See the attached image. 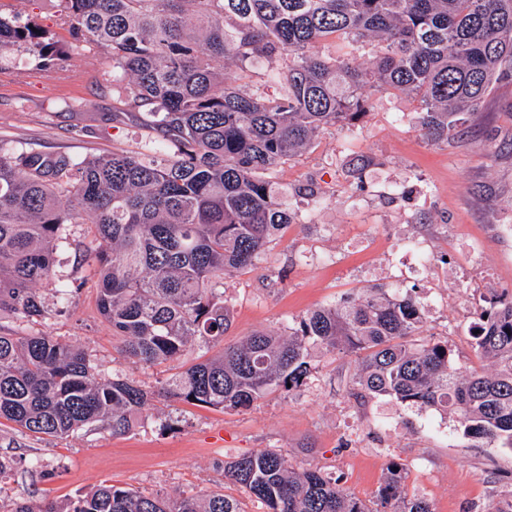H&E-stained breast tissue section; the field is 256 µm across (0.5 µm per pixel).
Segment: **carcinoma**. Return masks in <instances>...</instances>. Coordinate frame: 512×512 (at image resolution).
<instances>
[{
    "label": "carcinoma",
    "instance_id": "cac0c4a2",
    "mask_svg": "<svg viewBox=\"0 0 512 512\" xmlns=\"http://www.w3.org/2000/svg\"><path fill=\"white\" fill-rule=\"evenodd\" d=\"M50 2L75 40L106 50L124 111L146 113L173 152L81 160L0 144V313L43 316L38 286L56 278L63 226L91 224L101 315L122 354L144 365L176 360L198 338H224L231 306L214 282L250 268L299 216L268 176L322 128L369 112L366 86L414 97L425 134L446 138L495 83L512 81V0ZM324 41L369 48L372 70L316 51ZM19 56L51 74L65 53L35 23L0 8V70ZM260 61L278 65L275 96L238 85ZM424 323L412 294L366 292L310 311L286 336L255 332L184 369L163 392L247 409L303 384L312 341L363 354L354 393L451 409L465 435L512 450V300L489 302L473 327L490 372L462 374L447 344L411 342ZM150 397L132 381L100 377L78 347L0 332V419L24 431L62 437L101 421L123 434ZM224 477L267 512H380L276 450L224 462ZM377 499L389 512H433L405 492L396 468ZM9 512L245 510L218 490L172 496L101 484L38 509L16 499Z\"/></svg>",
    "mask_w": 512,
    "mask_h": 512
}]
</instances>
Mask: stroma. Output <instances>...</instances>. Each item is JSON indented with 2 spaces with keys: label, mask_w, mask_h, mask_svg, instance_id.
Masks as SVG:
<instances>
[{
  "label": "stroma",
  "mask_w": 512,
  "mask_h": 512,
  "mask_svg": "<svg viewBox=\"0 0 512 512\" xmlns=\"http://www.w3.org/2000/svg\"><path fill=\"white\" fill-rule=\"evenodd\" d=\"M14 10L65 44L68 58L48 76L18 60L0 73V141L45 154L139 152L156 131L121 110L112 63L90 42H74L45 0H10ZM375 107L352 123L321 129L311 147L274 178L303 218L269 243L255 265L225 277L233 344L256 331L287 333L307 312L370 288H415L425 306L423 340L442 341L460 372L485 363L473 348L476 311L512 298V82L503 81L462 125L427 139L418 101L378 92ZM363 170L357 189L352 168ZM56 252L55 281L40 285L45 313L0 328L47 333L91 355L102 376L151 392L137 426L123 435L95 424L64 437L33 436L0 419V512L26 498L57 502L101 484L173 495L220 490L245 512L265 507L224 477L228 458L276 449L297 467L332 473L346 492L369 502L392 463L408 493L434 512H500L512 503V451L464 436L454 414L405 406L390 396L354 398L356 353L310 346L303 385L279 390L244 410L169 400L167 379L214 355L195 340L180 359L146 366L123 358L98 308V275L89 254L94 228L68 224ZM80 283L68 305L56 288Z\"/></svg>",
  "instance_id": "1"
}]
</instances>
